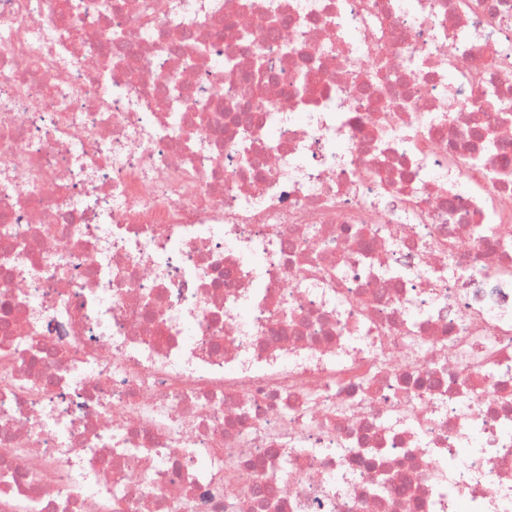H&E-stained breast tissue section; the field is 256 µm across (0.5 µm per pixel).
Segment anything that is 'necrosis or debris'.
<instances>
[{
	"instance_id": "1",
	"label": "necrosis or debris",
	"mask_w": 512,
	"mask_h": 512,
	"mask_svg": "<svg viewBox=\"0 0 512 512\" xmlns=\"http://www.w3.org/2000/svg\"><path fill=\"white\" fill-rule=\"evenodd\" d=\"M0 512H512V0H0Z\"/></svg>"
}]
</instances>
